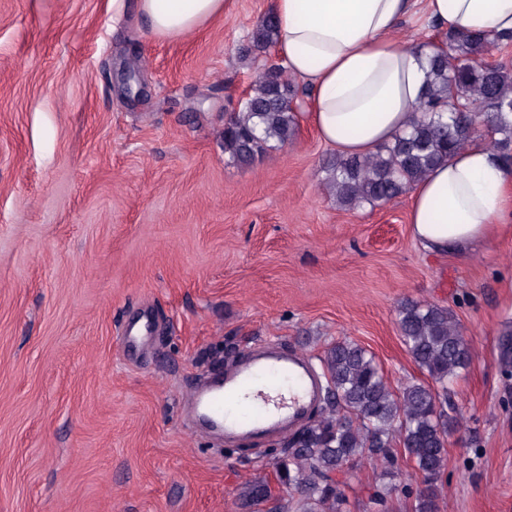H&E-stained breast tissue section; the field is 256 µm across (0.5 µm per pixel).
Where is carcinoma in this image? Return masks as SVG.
Segmentation results:
<instances>
[{
  "label": "carcinoma",
  "mask_w": 512,
  "mask_h": 512,
  "mask_svg": "<svg viewBox=\"0 0 512 512\" xmlns=\"http://www.w3.org/2000/svg\"><path fill=\"white\" fill-rule=\"evenodd\" d=\"M277 21L267 14L252 32V44H273ZM512 42L486 36L444 34L429 49V83L409 130L366 156L334 158L325 185L344 209L387 204L408 192L435 165L467 146L479 124L494 136L491 147L512 162V71L490 65V49ZM295 91L282 68L258 74L239 112L224 125V152L239 164L282 147L296 130ZM398 326L408 352L432 384H410L398 391L363 347L351 341L333 344L321 359L328 380L325 405L318 416L293 435L277 461L279 480L294 495L272 512H343L346 504L337 475H348L366 461L385 472L399 457L414 463L420 485L415 512H440L441 481L448 463L450 424L444 404L448 383L466 370L469 346L447 308L405 300ZM250 507L272 498L267 482L242 489Z\"/></svg>",
  "instance_id": "1"
}]
</instances>
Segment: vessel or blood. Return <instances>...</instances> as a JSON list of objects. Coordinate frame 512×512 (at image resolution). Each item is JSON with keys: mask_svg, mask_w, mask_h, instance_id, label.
I'll list each match as a JSON object with an SVG mask.
<instances>
[{"mask_svg": "<svg viewBox=\"0 0 512 512\" xmlns=\"http://www.w3.org/2000/svg\"><path fill=\"white\" fill-rule=\"evenodd\" d=\"M323 385L306 355L262 343L221 382L197 391L195 401L202 418L222 427L225 436L282 434L304 422Z\"/></svg>", "mask_w": 512, "mask_h": 512, "instance_id": "1", "label": "vessel or blood"}]
</instances>
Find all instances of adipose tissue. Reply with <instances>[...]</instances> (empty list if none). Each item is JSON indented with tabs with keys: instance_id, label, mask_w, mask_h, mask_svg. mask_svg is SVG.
Instances as JSON below:
<instances>
[{
	"instance_id": "obj_1",
	"label": "adipose tissue",
	"mask_w": 512,
	"mask_h": 512,
	"mask_svg": "<svg viewBox=\"0 0 512 512\" xmlns=\"http://www.w3.org/2000/svg\"><path fill=\"white\" fill-rule=\"evenodd\" d=\"M152 33L180 38L224 14V0H138ZM411 0H273L275 49L289 75L312 89L319 139L364 155L406 130L427 82L426 53L394 39ZM443 32L512 33V0H425ZM414 240L430 253H462L512 223V168L475 141L411 189Z\"/></svg>"
}]
</instances>
